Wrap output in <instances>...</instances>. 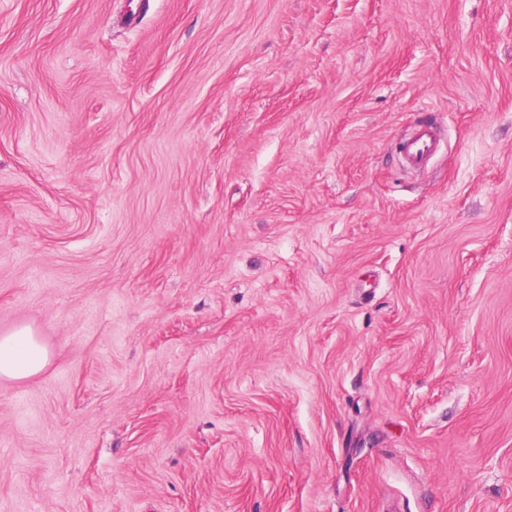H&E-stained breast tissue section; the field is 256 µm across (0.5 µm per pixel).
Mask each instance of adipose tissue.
<instances>
[{"mask_svg":"<svg viewBox=\"0 0 512 512\" xmlns=\"http://www.w3.org/2000/svg\"><path fill=\"white\" fill-rule=\"evenodd\" d=\"M48 360L47 349L31 328H19L0 336V378H28L39 373Z\"/></svg>","mask_w":512,"mask_h":512,"instance_id":"ef3b65f1","label":"adipose tissue"}]
</instances>
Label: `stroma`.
Wrapping results in <instances>:
<instances>
[{"instance_id":"obj_1","label":"stroma","mask_w":512,"mask_h":512,"mask_svg":"<svg viewBox=\"0 0 512 512\" xmlns=\"http://www.w3.org/2000/svg\"><path fill=\"white\" fill-rule=\"evenodd\" d=\"M22 326L0 512H512V0H0ZM438 140L429 127H423L412 139L401 145L402 154L411 162L418 163L432 155L438 148ZM49 353L29 327L0 336V378L19 380L39 373Z\"/></svg>"}]
</instances>
